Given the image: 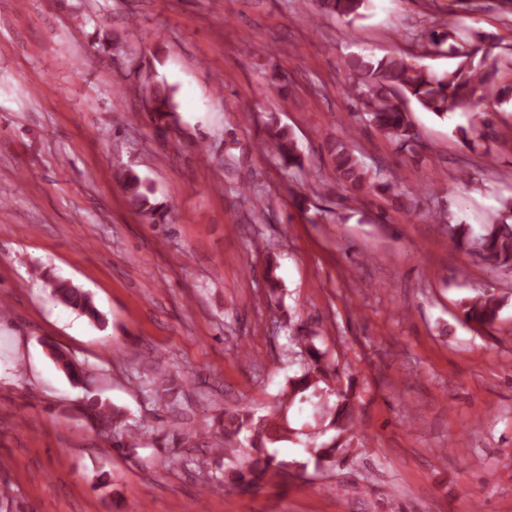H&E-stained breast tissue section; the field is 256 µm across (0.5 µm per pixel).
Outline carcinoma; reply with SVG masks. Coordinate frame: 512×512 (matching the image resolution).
<instances>
[{
  "instance_id": "cac0c4a2",
  "label": "carcinoma",
  "mask_w": 512,
  "mask_h": 512,
  "mask_svg": "<svg viewBox=\"0 0 512 512\" xmlns=\"http://www.w3.org/2000/svg\"><path fill=\"white\" fill-rule=\"evenodd\" d=\"M368 0H318L320 11L330 16L354 20L362 16ZM455 38L458 46L451 47L456 63L444 73L432 72L401 56H385L378 59L353 61V80L346 95L358 100L362 112V124L376 130L388 139L406 148L414 141L416 133L408 118V112L400 105L405 96L418 103L424 110L439 118L456 111L468 110L476 96L493 97L497 103H507L509 89L499 85L498 55L494 47L483 42H473L464 33L436 31L428 33L429 53H445L444 45ZM145 107L147 120L163 134L177 126L178 104L176 88L165 82L146 83ZM488 119L480 115L468 128L459 127L457 132L466 145L484 137L482 129ZM267 137L259 143L262 151H269L279 164L288 168H303L304 156L287 129L275 116L266 123ZM352 134L326 141L325 149L334 163L337 180L352 191L368 189L385 193L392 184L382 181L371 173L349 148ZM121 186L130 205L151 224L165 221L166 203L157 200L155 190L148 179L133 169L124 170ZM501 220L483 227L476 235L464 224L448 225L452 243L488 268L512 274V197L502 202ZM43 281L52 295L65 306L75 309L89 319L103 323L92 296L84 290L45 275ZM507 299L493 292H482L461 302L464 318L481 327L494 325L506 306ZM53 363L73 382L83 381L82 368L70 355L49 346ZM339 379L336 361L328 358L315 344V337L307 341L306 359L300 374L288 378V385L278 401L277 410L269 415L255 416L245 408L226 409L214 421L215 447L209 449L214 457L234 458L235 466L215 481L220 488L231 486L251 489L273 469L286 470L288 462L279 460L270 448L287 441L297 434L289 426L288 408L295 402L311 403L315 407V424L305 432L304 448L314 452L317 464L334 467L348 456L354 437L355 398L352 386L340 390L332 388ZM155 395L168 404H174L182 396L184 385L171 373L158 370L155 378ZM86 423L96 428L112 441L111 447L123 451L129 447L132 436L125 429L126 414L121 408L96 396H87L80 406Z\"/></svg>"
}]
</instances>
